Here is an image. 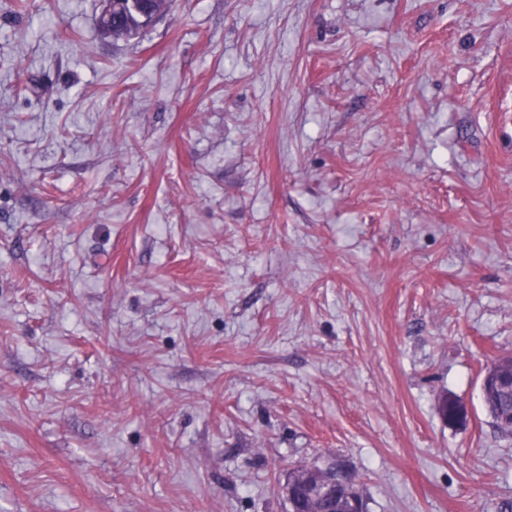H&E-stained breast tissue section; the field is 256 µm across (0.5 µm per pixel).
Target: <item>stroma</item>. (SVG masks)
<instances>
[{
  "mask_svg": "<svg viewBox=\"0 0 512 512\" xmlns=\"http://www.w3.org/2000/svg\"><path fill=\"white\" fill-rule=\"evenodd\" d=\"M102 8L0 0V512H502L512 0ZM119 2H124L126 7L124 8L123 17L120 19V22L112 29V5L115 2L112 0H103L104 5L101 11V18L105 21L106 28L112 31L113 37L132 38L139 35L142 29L153 20V17L128 8V0ZM509 388L512 389V355L499 356L485 368L480 384L481 394L491 395L482 399L493 420L502 408H512V392L497 395ZM336 466L330 467L336 474V479L327 480L315 477L310 473H298L294 479L283 484L280 488L283 496L289 501L291 511L294 510V501L299 498L303 502V512H329L324 510L326 499L334 494L332 486L340 479L345 472Z\"/></svg>",
  "mask_w": 512,
  "mask_h": 512,
  "instance_id": "35a3bbf8",
  "label": "stroma"
}]
</instances>
